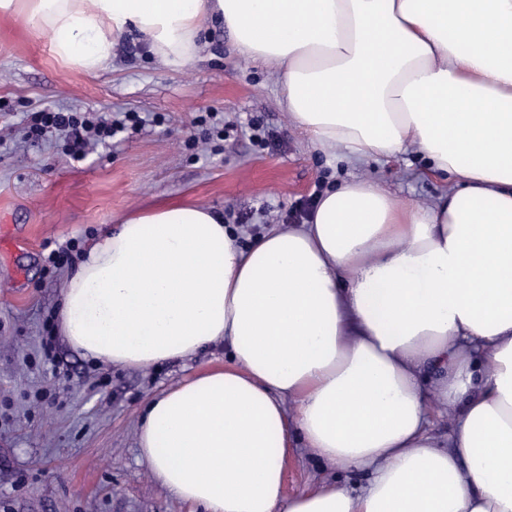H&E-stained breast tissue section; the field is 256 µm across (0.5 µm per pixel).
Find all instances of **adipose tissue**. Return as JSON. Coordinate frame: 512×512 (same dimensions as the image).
Returning <instances> with one entry per match:
<instances>
[{"instance_id": "adipose-tissue-1", "label": "adipose tissue", "mask_w": 512, "mask_h": 512, "mask_svg": "<svg viewBox=\"0 0 512 512\" xmlns=\"http://www.w3.org/2000/svg\"><path fill=\"white\" fill-rule=\"evenodd\" d=\"M0 19L86 75L134 29L190 66L223 24L281 69L315 149L413 146L447 184L423 207L346 180L247 246L197 205L96 239L63 291L69 344L135 368L230 350L148 403L139 450L161 486L205 512H512V0H0ZM294 433L366 484L285 496Z\"/></svg>"}]
</instances>
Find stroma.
<instances>
[{
    "instance_id": "obj_1",
    "label": "stroma",
    "mask_w": 512,
    "mask_h": 512,
    "mask_svg": "<svg viewBox=\"0 0 512 512\" xmlns=\"http://www.w3.org/2000/svg\"><path fill=\"white\" fill-rule=\"evenodd\" d=\"M280 71L234 50L211 27L203 58L174 69L141 35L123 36L97 76L57 63L48 39L0 22V512H202L155 481L138 446L149 400L223 366L216 345L191 359L141 369L93 360L54 338L65 280L88 243L134 211L202 205L257 234L301 223L329 184L360 178L428 206L444 190L416 150L351 164L317 152L281 104ZM44 108L107 119L138 113L123 140L70 159L62 136L30 137L26 115ZM266 133L253 137L254 128ZM74 247L48 270L50 250ZM320 464L291 435L284 493L322 481Z\"/></svg>"
}]
</instances>
